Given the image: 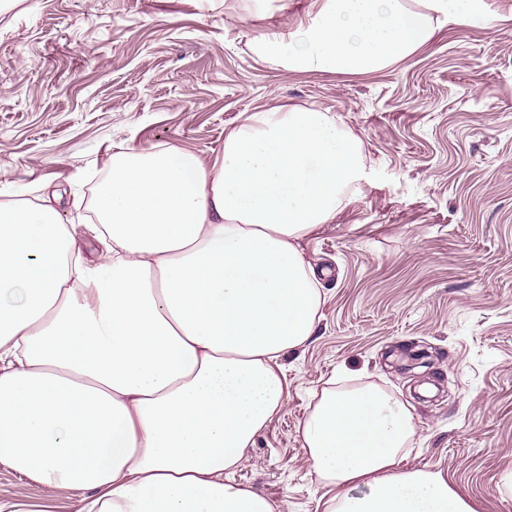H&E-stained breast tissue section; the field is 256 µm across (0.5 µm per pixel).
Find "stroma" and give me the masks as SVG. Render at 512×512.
Masks as SVG:
<instances>
[{
    "mask_svg": "<svg viewBox=\"0 0 512 512\" xmlns=\"http://www.w3.org/2000/svg\"><path fill=\"white\" fill-rule=\"evenodd\" d=\"M365 75L297 73L255 43L314 0H0V201L57 192L93 223L113 153L204 158L253 112L319 108L361 145L366 177L301 243L324 301L282 358L288 395L234 480L280 512H322L300 428L331 378L410 407L405 468L442 471L476 512H512V0ZM0 501L74 512L0 466Z\"/></svg>",
    "mask_w": 512,
    "mask_h": 512,
    "instance_id": "stroma-1",
    "label": "stroma"
}]
</instances>
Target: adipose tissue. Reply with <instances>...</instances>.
I'll use <instances>...</instances> for the list:
<instances>
[{
  "label": "adipose tissue",
  "mask_w": 512,
  "mask_h": 512,
  "mask_svg": "<svg viewBox=\"0 0 512 512\" xmlns=\"http://www.w3.org/2000/svg\"><path fill=\"white\" fill-rule=\"evenodd\" d=\"M316 2L258 57L362 75L487 20L484 0ZM109 169L92 262L54 206L0 203V466L78 492L75 512H275L232 474L287 396L282 357L319 320L300 242L364 179L360 146L332 113L280 105L213 161L153 146ZM414 435L389 394L323 390L301 431L323 512H474L442 472L401 469Z\"/></svg>",
  "instance_id": "obj_1"
}]
</instances>
